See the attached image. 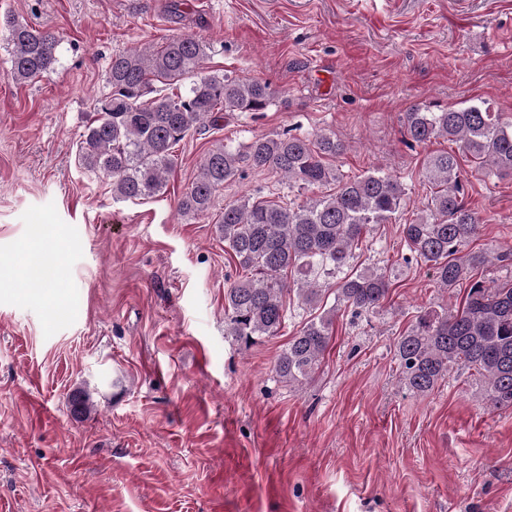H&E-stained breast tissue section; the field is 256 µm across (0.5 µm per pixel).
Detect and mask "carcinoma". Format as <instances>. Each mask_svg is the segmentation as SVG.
<instances>
[{
	"label": "carcinoma",
	"instance_id": "cac0c4a2",
	"mask_svg": "<svg viewBox=\"0 0 512 512\" xmlns=\"http://www.w3.org/2000/svg\"><path fill=\"white\" fill-rule=\"evenodd\" d=\"M0 32L10 46L7 75L27 84L54 69L60 41L48 30L5 14ZM206 44L176 36L155 50L133 49L112 56L105 73L110 92L85 126L79 162L111 180L112 197L136 200L166 188L178 166L174 148L206 124L217 128L224 113L262 112L273 100L267 83L203 74ZM408 145L444 138L457 150L430 156L426 177L433 192L426 213L403 225L404 261L426 265L438 284L453 288L472 269L488 262L463 253L478 234L480 219L465 203L467 178L459 155L497 176H512V123L491 103L478 101L434 111L416 106L404 113ZM343 151L333 134L314 139L289 131L233 146L217 143L206 154L196 179L177 204L182 217L209 213L216 193L242 167L271 170L288 192L336 186L329 194L286 204L247 196L224 207L217 225L224 247L242 269L224 293V332L246 341L275 336L286 324V297L294 294L314 307L318 278H339L336 304L355 313L372 312L389 294L377 270L345 272L362 237L373 224H386L406 201L404 184L380 171L347 178L328 162ZM292 279H287V276ZM333 318L309 319L275 362V373L301 385L320 365ZM401 382L415 394L432 391L455 367L475 369L485 383L490 407L512 408V283L496 288L475 281L453 309L429 308L395 346Z\"/></svg>",
	"mask_w": 512,
	"mask_h": 512
}]
</instances>
